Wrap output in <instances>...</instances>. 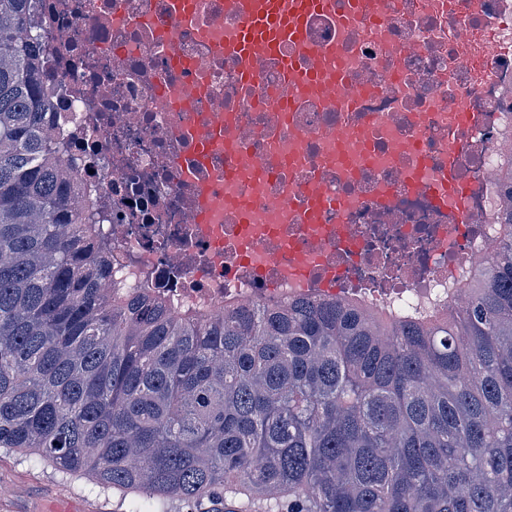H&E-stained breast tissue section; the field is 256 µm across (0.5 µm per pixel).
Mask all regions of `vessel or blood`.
<instances>
[{"label": "vessel or blood", "instance_id": "b4317fda", "mask_svg": "<svg viewBox=\"0 0 512 512\" xmlns=\"http://www.w3.org/2000/svg\"><path fill=\"white\" fill-rule=\"evenodd\" d=\"M334 0H224V7L240 19L235 38L227 45V52L235 54L246 72L274 63L285 73L289 87L303 84L324 100L332 101L340 93L335 81L323 82L320 72L335 60V50H322L311 46L307 38V20L311 15L331 11ZM292 46L306 53L309 65L299 71L293 67V58L284 51ZM492 120L490 113L480 111L471 100L458 99L449 107L448 122L451 131L478 130ZM250 172L255 182L263 177L258 164L250 157H238L225 170L226 184H233L241 172ZM478 185L458 177L456 170L448 172V192L451 204L448 212L453 223H465L471 198L478 192ZM308 201L303 216L304 223H317L326 203L320 182L311 181L305 186Z\"/></svg>", "mask_w": 512, "mask_h": 512}]
</instances>
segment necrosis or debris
Returning <instances> with one entry per match:
<instances>
[{"label": "necrosis or debris", "instance_id": "4bbe7bcc", "mask_svg": "<svg viewBox=\"0 0 512 512\" xmlns=\"http://www.w3.org/2000/svg\"><path fill=\"white\" fill-rule=\"evenodd\" d=\"M171 0H31L34 33L44 35L50 124L65 169L80 183L76 208L112 244V282L151 289L179 312L218 314L225 304L273 303L296 295L280 270L309 258L315 279L332 277L329 298L374 309L430 311L458 292L497 238L500 159L512 146V0H377L357 11L335 0L307 21L316 45L341 40L336 71L354 89L330 103L295 90L281 109L284 73L275 66L244 80L224 39L239 18L224 0H191L176 19ZM501 19L491 48L458 63L456 31L479 36ZM470 97L492 123L467 133L461 178L479 182L470 219L448 221V103ZM224 112L239 154L263 161L268 199L290 195L287 218L239 223L235 204L254 198L249 177L232 192L223 144L204 149L199 131ZM353 122L363 146L333 152L323 137ZM299 149H291L294 135ZM410 150L393 153L392 139ZM431 177L436 189L419 188ZM335 197L318 223L301 216L307 182ZM220 204L211 221L193 220L197 189Z\"/></svg>", "mask_w": 512, "mask_h": 512}]
</instances>
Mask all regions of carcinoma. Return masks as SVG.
<instances>
[{
	"label": "carcinoma",
	"mask_w": 512,
	"mask_h": 512,
	"mask_svg": "<svg viewBox=\"0 0 512 512\" xmlns=\"http://www.w3.org/2000/svg\"><path fill=\"white\" fill-rule=\"evenodd\" d=\"M30 0H0V448L126 512H512V157L465 301L176 314L114 293L48 131Z\"/></svg>",
	"instance_id": "1"
}]
</instances>
